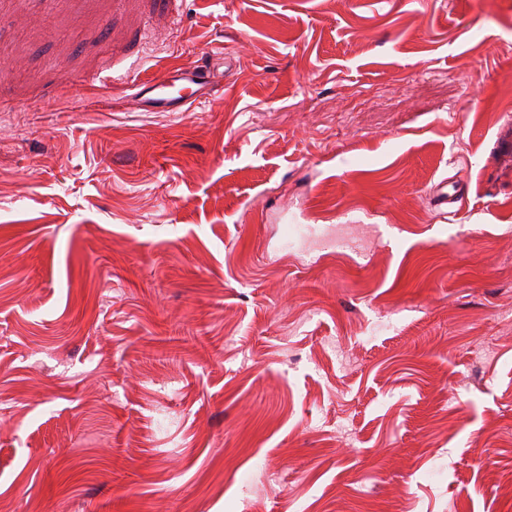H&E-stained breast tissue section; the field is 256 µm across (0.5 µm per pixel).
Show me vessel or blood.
<instances>
[{
	"instance_id": "vessel-or-blood-1",
	"label": "vessel or blood",
	"mask_w": 512,
	"mask_h": 512,
	"mask_svg": "<svg viewBox=\"0 0 512 512\" xmlns=\"http://www.w3.org/2000/svg\"><path fill=\"white\" fill-rule=\"evenodd\" d=\"M210 84L206 67L172 68L141 83L128 103L144 112H187L207 95Z\"/></svg>"
}]
</instances>
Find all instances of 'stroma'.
I'll return each mask as SVG.
<instances>
[{
  "label": "stroma",
  "instance_id": "obj_1",
  "mask_svg": "<svg viewBox=\"0 0 512 512\" xmlns=\"http://www.w3.org/2000/svg\"><path fill=\"white\" fill-rule=\"evenodd\" d=\"M508 141L512 0H0V504L512 512ZM210 85L206 66L166 69L141 83L128 104L136 111L187 112L209 93Z\"/></svg>",
  "mask_w": 512,
  "mask_h": 512
}]
</instances>
